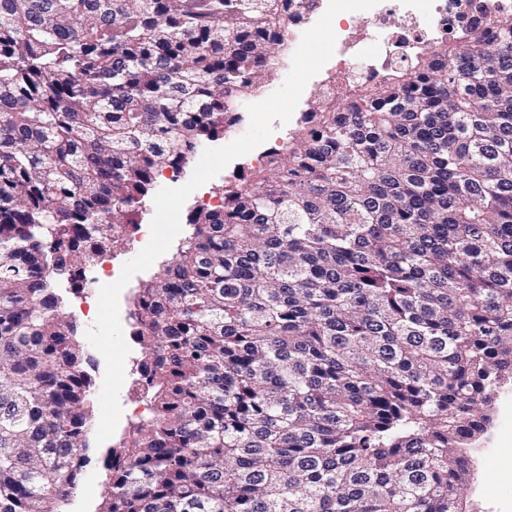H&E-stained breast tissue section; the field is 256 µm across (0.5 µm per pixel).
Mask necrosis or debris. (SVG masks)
Masks as SVG:
<instances>
[{"label": "necrosis or debris", "instance_id": "obj_1", "mask_svg": "<svg viewBox=\"0 0 512 512\" xmlns=\"http://www.w3.org/2000/svg\"><path fill=\"white\" fill-rule=\"evenodd\" d=\"M381 0L371 10L344 12L333 21L334 54L316 76L315 92L339 99L361 83L379 79L439 37L466 28L491 30L495 8L512 9V0ZM380 43L378 52L366 51Z\"/></svg>", "mask_w": 512, "mask_h": 512}]
</instances>
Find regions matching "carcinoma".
I'll list each match as a JSON object with an SVG mask.
<instances>
[{
  "instance_id": "1",
  "label": "carcinoma",
  "mask_w": 512,
  "mask_h": 512,
  "mask_svg": "<svg viewBox=\"0 0 512 512\" xmlns=\"http://www.w3.org/2000/svg\"><path fill=\"white\" fill-rule=\"evenodd\" d=\"M291 0H0V512H66L93 355L60 314L161 171L242 120ZM187 214L139 282L152 414L99 512H469L512 385V12L337 108ZM510 394L509 389L497 398L492 413V426L474 445L476 452L484 459L497 456L500 448H512V407L508 401ZM478 448L491 450L487 452Z\"/></svg>"
}]
</instances>
